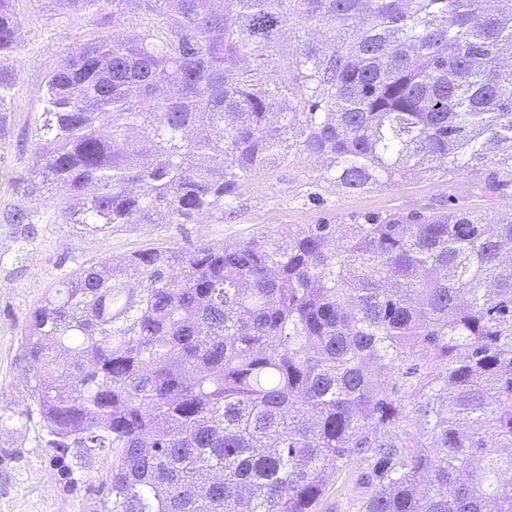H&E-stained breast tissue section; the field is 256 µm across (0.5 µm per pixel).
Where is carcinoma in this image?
<instances>
[{"label":"carcinoma","mask_w":512,"mask_h":512,"mask_svg":"<svg viewBox=\"0 0 512 512\" xmlns=\"http://www.w3.org/2000/svg\"><path fill=\"white\" fill-rule=\"evenodd\" d=\"M35 2L112 20L44 86L22 191L65 188L55 224H183L294 153L352 194L512 185V0ZM18 31L0 0V60ZM507 246L512 213L450 209L105 258L28 313L0 423L112 455L103 512H316L353 456L356 512H512Z\"/></svg>","instance_id":"cac0c4a2"}]
</instances>
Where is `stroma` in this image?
Masks as SVG:
<instances>
[{"label": "stroma", "instance_id": "stroma-1", "mask_svg": "<svg viewBox=\"0 0 512 512\" xmlns=\"http://www.w3.org/2000/svg\"><path fill=\"white\" fill-rule=\"evenodd\" d=\"M20 44L10 62L14 92L0 119V406L18 410L30 401L21 355L28 310L65 273L159 242L188 247L200 241L233 242L274 224H352L390 210L461 207L482 213L512 212V187L484 193L472 176L418 172L401 182L348 194L320 176L321 161L296 156L254 175L238 197L184 224L159 219L108 236L89 235L70 224L23 226L7 213L27 206L16 184L27 176L42 114L48 73L77 44L112 32V24L84 15L52 16L33 0H16ZM37 423L0 425V512H100L112 459L107 455L57 461ZM366 464L349 461L345 482L333 486L319 512H354L365 492L357 478Z\"/></svg>", "mask_w": 512, "mask_h": 512}]
</instances>
